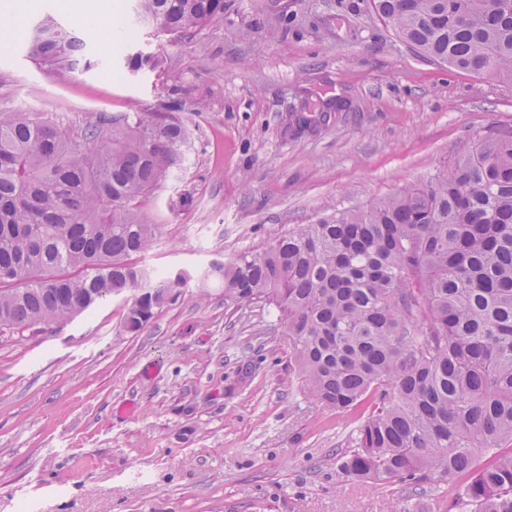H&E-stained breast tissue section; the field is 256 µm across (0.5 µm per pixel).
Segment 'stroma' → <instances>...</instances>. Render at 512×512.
<instances>
[{"instance_id":"stroma-1","label":"stroma","mask_w":512,"mask_h":512,"mask_svg":"<svg viewBox=\"0 0 512 512\" xmlns=\"http://www.w3.org/2000/svg\"><path fill=\"white\" fill-rule=\"evenodd\" d=\"M133 0H0L121 49L56 75L0 41V110L72 125L178 103L179 169L142 203L156 240L134 261L191 273L188 300L123 330L128 295L51 326L0 333V512H451L429 486L344 476L352 416L306 396L274 307L225 301L215 261L423 180L512 128V84L438 62L370 0H224L190 37H153ZM147 49L163 74H130ZM193 197L190 209L176 205Z\"/></svg>"}]
</instances>
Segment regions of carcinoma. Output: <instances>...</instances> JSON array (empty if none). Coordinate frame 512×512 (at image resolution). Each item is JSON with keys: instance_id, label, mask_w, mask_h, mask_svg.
Listing matches in <instances>:
<instances>
[{"instance_id": "obj_1", "label": "carcinoma", "mask_w": 512, "mask_h": 512, "mask_svg": "<svg viewBox=\"0 0 512 512\" xmlns=\"http://www.w3.org/2000/svg\"><path fill=\"white\" fill-rule=\"evenodd\" d=\"M181 38L224 0H136ZM385 24L459 71L512 82V0H372ZM57 74L97 64L50 13L25 45ZM163 59L131 53L132 73ZM164 112L101 113L79 132L0 111V330L64 322L132 293L138 333L182 297L132 257L158 225L140 205L182 161ZM224 299L274 306L316 404L355 417L340 470L358 481L451 488L460 512H512V129H492L426 180L360 211L299 224L215 262Z\"/></svg>"}]
</instances>
